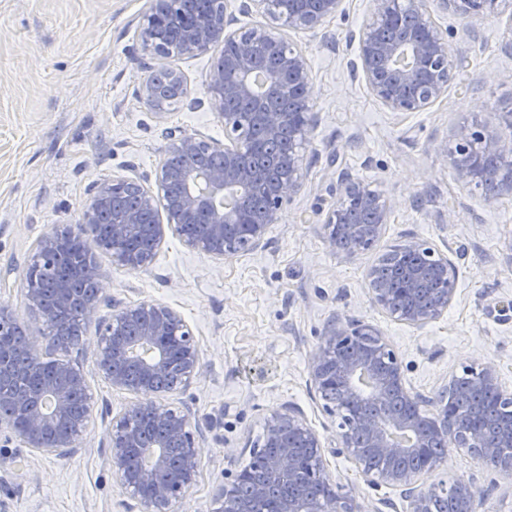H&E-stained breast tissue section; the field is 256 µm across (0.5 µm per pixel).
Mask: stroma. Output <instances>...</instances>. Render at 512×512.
Wrapping results in <instances>:
<instances>
[{"label":"stroma","instance_id":"1","mask_svg":"<svg viewBox=\"0 0 512 512\" xmlns=\"http://www.w3.org/2000/svg\"><path fill=\"white\" fill-rule=\"evenodd\" d=\"M148 0H0V306H9L39 349L48 329L31 310L22 279L42 236L78 225L103 178L153 173L178 128L223 139L206 91L219 49L173 59L190 101L158 119L137 93L145 76L140 31ZM453 63L445 95L420 112H394L353 69L371 0H345L321 35L286 32L305 50L315 129L303 149V184L263 244L227 262L167 237L153 264L131 271L96 251L105 294L132 304L166 303L199 345L202 375L166 394L190 411L200 474L178 512H213L226 474L243 470L271 414L295 408L319 434L324 467L366 512H405L398 490L368 484L355 460L335 454L337 426L310 384L309 361L332 321L360 320L395 350L407 383L437 399L464 365L494 362L512 387V195L487 199L457 183L449 155L466 126L512 138V16L463 21L428 4ZM347 175L380 192L390 217L381 237L345 260L325 240L329 188ZM414 237L447 254L458 291L440 319L416 328L375 306L368 272ZM84 342L67 358L87 376L91 419L74 454L59 458L0 436V512H138L106 464L113 418L140 395L112 389ZM470 480L477 512H512V477L490 478L469 455L450 454L423 485Z\"/></svg>","mask_w":512,"mask_h":512}]
</instances>
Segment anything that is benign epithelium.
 <instances>
[{
	"mask_svg": "<svg viewBox=\"0 0 512 512\" xmlns=\"http://www.w3.org/2000/svg\"><path fill=\"white\" fill-rule=\"evenodd\" d=\"M344 0H290L288 14L275 8L276 0H258L266 22L252 27H236L237 17L228 11L225 0H211V7L192 20L180 22L177 0H150L147 24L140 33L145 54L164 62L165 45L153 34L159 23L177 26L178 37L188 55L221 47L223 64L209 74L207 93L220 122L224 142L197 134L170 133L168 155L183 158L175 167L163 160L153 180L139 176L102 179L84 213V223L72 229L58 226L39 241L36 264L59 253L69 233L77 231L88 238V246L107 248L112 261L129 270L148 268L157 248L168 235L194 251L229 261L240 253L258 248L267 228L278 222L286 204L298 193L302 178V155L298 148L308 142L314 128L311 114V70L301 48L288 45L281 30L316 33L330 16L342 12ZM438 8L463 20L488 14L512 12V0H435ZM374 10L359 37L358 59L361 78L368 90L394 112H419L448 91L452 60L448 40L432 21L425 0H373ZM262 70L264 91L253 90L251 76ZM298 95L299 107L284 112L265 105L285 90ZM139 95L160 117L168 108L191 95L187 79L179 70L162 65L142 82ZM228 101H250L261 105L247 115L259 124L268 140L274 142L283 129L292 130V146L281 161L280 175L264 185L265 208L261 215L246 221L248 201L255 188V173L246 160L248 145L243 141V119L224 110ZM456 151L450 158L455 180L472 184L482 177L478 162L470 152L479 143L485 156L507 158L512 140L493 132L462 127L456 132ZM119 185H130L139 192L138 207L110 225L108 244L94 240V223L112 200ZM323 229L328 247L349 259L371 246L388 223V205L382 195L349 177H340L332 190ZM164 210L166 219L152 225L155 249L130 253L122 243L130 237L145 211ZM398 250L423 254V266L411 270L405 287L395 291L388 285L371 288L373 303L394 320L421 328L439 319L457 295L458 272L454 262L438 248L409 237ZM37 269L26 272L23 281L28 305L47 319L43 288ZM80 276L102 286L104 274L91 259L81 264ZM53 303L81 305L88 318L102 303V291L83 299L70 284L55 286ZM95 371L112 387L143 397L137 410L149 411L163 430V437L138 447V431L129 424L133 412L113 419L108 465L121 490L137 501L139 512H173L196 484L200 458L192 431L190 414L163 402L162 397L189 386L201 376L200 350L184 316L172 306L153 301L124 305L102 319L93 342ZM474 374L476 389L494 393L501 406L512 411V389L503 385L497 365L475 361L464 366ZM310 382L326 401V412L339 419L337 453L351 455L362 477L372 485L381 483L401 489L409 501V512H433L432 500L443 493L456 497L457 512H476L477 489L468 480L450 486L417 485L420 472L392 465L374 468L361 448L358 437L367 439L377 455L393 460L421 453L435 440L448 443L455 453L472 455L491 472L511 474L512 463L505 462V449L512 448V420L502 425L494 438H484L474 429H464L465 420L444 404L430 415L421 411L429 399L407 385L402 362L381 334L360 321L333 322L321 336L309 365ZM87 395L83 370L70 364L58 366V380L46 381L36 389L19 394L12 404L24 412L16 423L0 419V430H8L24 447L42 453L62 455L77 447L88 428L90 412L75 419L71 415L74 395ZM306 448L315 463L310 473L324 489L314 498L301 499L292 493L291 481L299 470V456L290 440ZM324 445L300 412L293 408L273 413L266 419L259 474L282 483L280 512H366L365 507L326 473ZM152 462L145 467L131 464L132 453ZM245 479L238 472L215 493L214 512H252L241 498Z\"/></svg>",
	"mask_w": 512,
	"mask_h": 512,
	"instance_id": "1",
	"label": "benign epithelium"
}]
</instances>
